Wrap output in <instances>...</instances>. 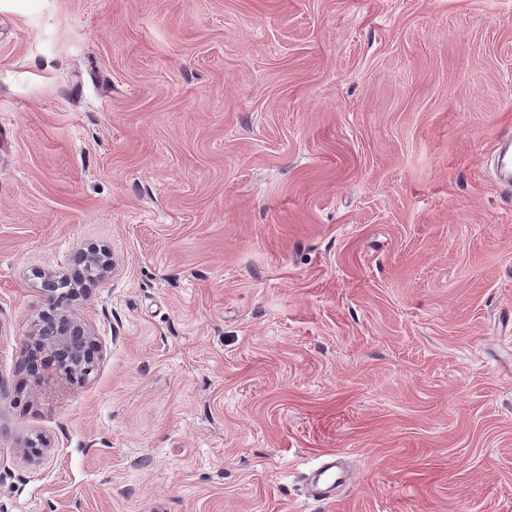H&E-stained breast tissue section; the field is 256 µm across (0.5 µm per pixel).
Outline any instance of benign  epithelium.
Segmentation results:
<instances>
[{"label": "benign epithelium", "mask_w": 512, "mask_h": 512, "mask_svg": "<svg viewBox=\"0 0 512 512\" xmlns=\"http://www.w3.org/2000/svg\"><path fill=\"white\" fill-rule=\"evenodd\" d=\"M79 260L95 267V275L65 293L58 292L56 276L45 277L41 309L31 323L29 340L22 350L23 363L41 362L44 368L52 367L69 379L87 375L99 355L97 337L78 306L112 271V258L105 251L90 248L80 253Z\"/></svg>", "instance_id": "7a95c632"}]
</instances>
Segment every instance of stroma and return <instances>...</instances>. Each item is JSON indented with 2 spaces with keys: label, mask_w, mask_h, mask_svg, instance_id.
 <instances>
[{
  "label": "stroma",
  "mask_w": 512,
  "mask_h": 512,
  "mask_svg": "<svg viewBox=\"0 0 512 512\" xmlns=\"http://www.w3.org/2000/svg\"><path fill=\"white\" fill-rule=\"evenodd\" d=\"M503 137L512 0H0V512H512ZM79 260L85 266H94L95 275L81 281L79 287L67 289V293L55 288V275L45 277L41 309L31 323L29 340L22 350L24 364L34 365L40 361L44 369L54 367L69 379L86 376L99 355L97 337L78 306L112 271V258L105 251L89 248L80 252ZM307 496L317 502L335 499L347 486L350 476L336 460L322 459L307 476Z\"/></svg>",
  "instance_id": "stroma-1"
}]
</instances>
